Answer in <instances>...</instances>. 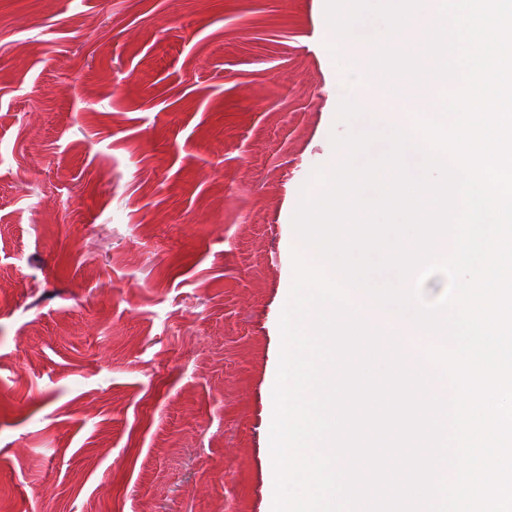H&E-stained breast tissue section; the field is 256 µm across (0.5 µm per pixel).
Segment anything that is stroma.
Segmentation results:
<instances>
[{"label":"stroma","mask_w":512,"mask_h":512,"mask_svg":"<svg viewBox=\"0 0 512 512\" xmlns=\"http://www.w3.org/2000/svg\"><path fill=\"white\" fill-rule=\"evenodd\" d=\"M322 0H0V512H272Z\"/></svg>","instance_id":"obj_1"}]
</instances>
